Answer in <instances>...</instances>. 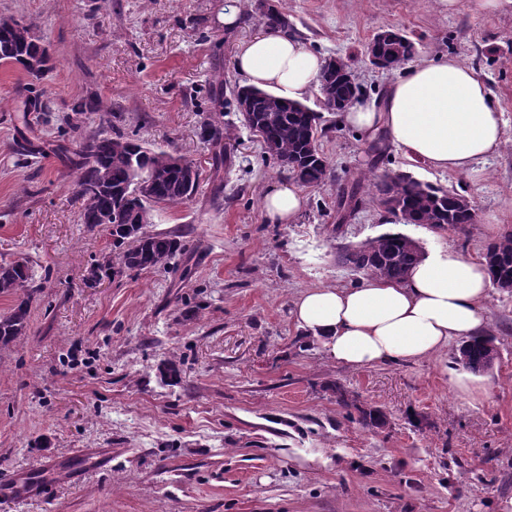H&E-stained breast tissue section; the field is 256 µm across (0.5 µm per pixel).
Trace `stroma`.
Instances as JSON below:
<instances>
[{
    "label": "stroma",
    "instance_id": "1",
    "mask_svg": "<svg viewBox=\"0 0 512 512\" xmlns=\"http://www.w3.org/2000/svg\"><path fill=\"white\" fill-rule=\"evenodd\" d=\"M262 1L308 49L349 58L359 103L381 102L395 77L367 54L384 29L413 40L416 59L450 54L483 76L506 121L493 154L450 173L391 144L382 165L468 196L476 223L394 222L368 200L337 225L336 190L372 168L373 141L315 90L304 103L320 116L330 177L305 188L294 222L267 221L264 195L291 177L229 105L244 83L238 48L264 31ZM225 2L0 0L51 57L38 79L0 64V263L29 260L38 283L26 338L0 350V476L45 471L36 497L0 491V512H500L512 499V294L488 291L500 358L473 374L470 395L454 384L457 342L417 363L347 369L290 311L305 289L365 281L338 262L343 246L394 231L477 259L512 232V6L237 0L228 27ZM36 96L41 111H28ZM213 122L234 144L220 195ZM103 128L198 168L192 199L154 206L149 226L185 241L176 269L117 270L107 225L83 223L68 153ZM170 359L175 384L162 374ZM363 408L386 425L364 427ZM99 448L108 466L90 460Z\"/></svg>",
    "mask_w": 512,
    "mask_h": 512
}]
</instances>
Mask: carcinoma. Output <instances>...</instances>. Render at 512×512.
<instances>
[{"mask_svg": "<svg viewBox=\"0 0 512 512\" xmlns=\"http://www.w3.org/2000/svg\"><path fill=\"white\" fill-rule=\"evenodd\" d=\"M260 23L268 29L288 30V16L274 8L262 14ZM399 47H381L384 69L399 68L416 52L415 43L400 35ZM49 61L47 49L32 33L31 26L11 17L0 16V62L18 64L35 78L43 76ZM349 61L342 59L332 68L322 69L318 90L325 107H343L357 86L351 80ZM252 100L249 123L271 144L269 156L279 167L305 186H319L329 177L327 159L318 144V116L301 102L288 101L250 86L234 92L235 99ZM77 187L85 199L83 223L112 225V247L120 268L165 270L186 250L177 236L150 233L138 223L140 211L153 205L178 206L195 193L198 182L186 185L177 161L190 164L185 156L142 146L134 138L101 132L79 142L74 152ZM368 195L378 204L392 196L398 207L389 213L405 224H428L436 228L464 231L473 223L448 191L404 175L387 172L367 178ZM491 282L512 281V232L488 245L482 256ZM421 260L414 240L402 233L386 232L345 248L339 263L354 272L401 282ZM34 291V271L26 260L0 265V295L13 298L10 310L0 315V346L19 341L30 319ZM496 338L484 335L460 345L454 355L459 366H483L491 360V344Z\"/></svg>", "mask_w": 512, "mask_h": 512, "instance_id": "obj_1", "label": "carcinoma"}]
</instances>
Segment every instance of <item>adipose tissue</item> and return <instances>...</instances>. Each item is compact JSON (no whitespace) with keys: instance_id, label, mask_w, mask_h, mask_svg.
Returning a JSON list of instances; mask_svg holds the SVG:
<instances>
[{"instance_id":"ef3b65f1","label":"adipose tissue","mask_w":512,"mask_h":512,"mask_svg":"<svg viewBox=\"0 0 512 512\" xmlns=\"http://www.w3.org/2000/svg\"><path fill=\"white\" fill-rule=\"evenodd\" d=\"M234 64L247 85L299 101L324 61L287 33L268 31L244 42ZM340 118L365 135L385 134L410 158L443 172L466 171L505 134L487 83L452 57L408 65L380 104L354 105ZM304 205L302 190L285 183L266 194L264 212L271 223L288 224ZM490 284L483 261L444 248L401 282L374 278L353 288L306 289L292 316L343 367L412 363L439 354L450 341L484 334Z\"/></svg>"}]
</instances>
